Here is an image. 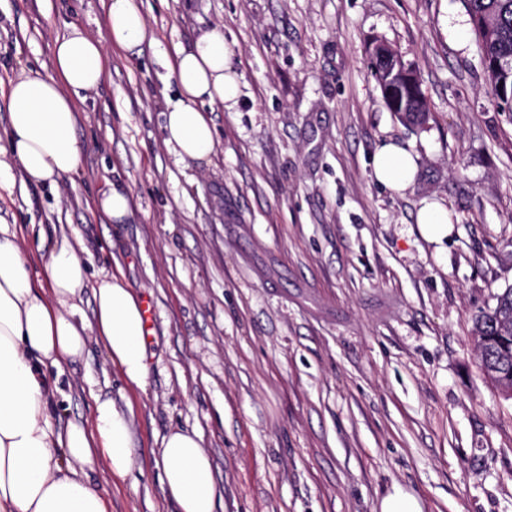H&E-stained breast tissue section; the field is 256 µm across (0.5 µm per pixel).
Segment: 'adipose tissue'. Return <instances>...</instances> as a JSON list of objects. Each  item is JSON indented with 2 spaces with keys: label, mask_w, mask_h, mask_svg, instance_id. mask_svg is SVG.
Returning <instances> with one entry per match:
<instances>
[{
  "label": "adipose tissue",
  "mask_w": 512,
  "mask_h": 512,
  "mask_svg": "<svg viewBox=\"0 0 512 512\" xmlns=\"http://www.w3.org/2000/svg\"><path fill=\"white\" fill-rule=\"evenodd\" d=\"M147 36L137 0H107L103 38L71 27L54 42L51 71L25 72L10 81L9 120L1 133L23 182L54 186L78 174L76 101L101 83L106 46L130 50ZM174 72L179 98L167 105L164 141L179 158L210 162L215 132L201 105L230 109L239 94L223 28L178 48ZM373 172L377 182L401 191L413 182L417 166L407 150L388 143L375 153ZM30 263L24 240L0 224V512H107L87 470L100 459L112 476L132 472L130 421L112 400L98 398L92 425L56 429L45 369L81 357L96 336L126 382L143 387L140 303L120 277L92 278L69 239L43 258L42 280H35ZM87 290L95 303L90 325L78 318ZM157 466L180 512H216L211 460L196 433L175 429L164 436Z\"/></svg>",
  "instance_id": "ef3b65f1"
}]
</instances>
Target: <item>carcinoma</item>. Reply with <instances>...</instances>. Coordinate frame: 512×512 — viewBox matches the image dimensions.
I'll use <instances>...</instances> for the list:
<instances>
[{
	"label": "carcinoma",
	"mask_w": 512,
	"mask_h": 512,
	"mask_svg": "<svg viewBox=\"0 0 512 512\" xmlns=\"http://www.w3.org/2000/svg\"><path fill=\"white\" fill-rule=\"evenodd\" d=\"M482 50L512 60V0H464ZM474 335L479 339L480 366L497 387L512 377V288L496 296V305L476 317Z\"/></svg>",
	"instance_id": "1"
}]
</instances>
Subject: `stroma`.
Returning a JSON list of instances; mask_svg holds the SVG:
<instances>
[{"instance_id": "1", "label": "stroma", "mask_w": 512, "mask_h": 512, "mask_svg": "<svg viewBox=\"0 0 512 512\" xmlns=\"http://www.w3.org/2000/svg\"><path fill=\"white\" fill-rule=\"evenodd\" d=\"M150 30L107 49L77 105L75 180L0 188V224L52 249L61 225L93 277L154 308L144 388L102 341L50 368L58 427L94 396L132 409L135 468L89 472L109 512H177L155 465L171 429L197 432L217 512H375L401 485L423 512H512V398L483 376L473 326L512 286V113L500 111L464 0H139ZM106 31L104 0H0V130L21 70L56 36ZM223 26L240 81L205 105L210 165L164 142L177 47ZM382 41L412 63L429 112L403 124L370 75ZM395 143L412 184L378 183ZM124 190L114 223L97 195ZM453 214L442 241L424 201ZM373 172L377 182L401 191L413 182L417 166L407 150L394 143H387L373 157ZM417 224L423 234L431 239H442L448 235V208L437 202H429L423 206L417 215Z\"/></svg>"}]
</instances>
